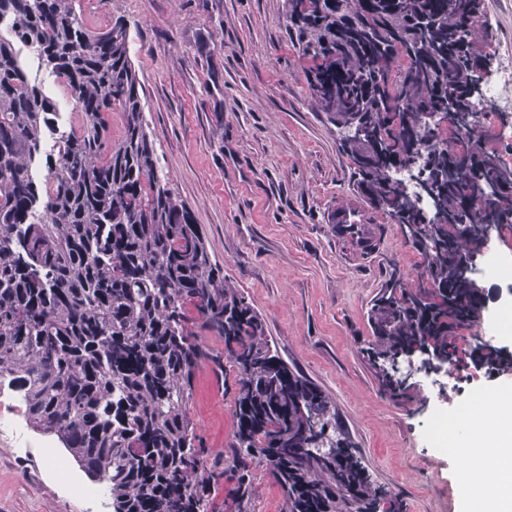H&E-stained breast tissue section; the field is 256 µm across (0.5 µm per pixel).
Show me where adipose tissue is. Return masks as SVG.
<instances>
[{
  "label": "adipose tissue",
  "mask_w": 512,
  "mask_h": 512,
  "mask_svg": "<svg viewBox=\"0 0 512 512\" xmlns=\"http://www.w3.org/2000/svg\"><path fill=\"white\" fill-rule=\"evenodd\" d=\"M463 512H512V388L480 400L466 435L454 436Z\"/></svg>",
  "instance_id": "1"
}]
</instances>
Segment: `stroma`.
<instances>
[{
    "mask_svg": "<svg viewBox=\"0 0 512 512\" xmlns=\"http://www.w3.org/2000/svg\"><path fill=\"white\" fill-rule=\"evenodd\" d=\"M81 12L94 25L127 27L157 169L283 360L334 400L375 480L407 512H461L457 458L429 447L424 429L468 386L440 395L421 386L402 405L359 352L391 271L416 277L423 258L379 212L370 214L371 248L337 235V207L364 198L335 126L310 101L285 0H82ZM481 22L483 49L498 58L512 46V0H485ZM24 410L0 386V512H112L111 496ZM233 412L232 383L201 368L190 416L206 448L228 447Z\"/></svg>",
    "mask_w": 512,
    "mask_h": 512,
    "instance_id": "obj_1",
    "label": "stroma"
}]
</instances>
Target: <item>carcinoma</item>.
I'll return each mask as SVG.
<instances>
[{
    "label": "carcinoma",
    "instance_id": "carcinoma-1",
    "mask_svg": "<svg viewBox=\"0 0 512 512\" xmlns=\"http://www.w3.org/2000/svg\"><path fill=\"white\" fill-rule=\"evenodd\" d=\"M482 12L483 0H286L311 102L339 131L364 126V137L340 138L357 187L424 258L415 286L391 272L361 348L398 401L413 394L387 361L417 345L444 352L476 323L485 291L460 257L486 248L477 225L512 224V168L483 133L440 138L442 125L477 113L490 63L478 44ZM5 17L0 378L32 427L106 483L113 512H214L221 481L233 484L235 512H251L257 466L279 486L283 512H385L387 503L403 512L372 479L332 398L288 366L262 316L224 281L190 208L157 172L124 24L90 27L80 0H0ZM20 44L69 90L77 130L57 132L56 104L29 78ZM38 163L41 182L30 175ZM412 168L431 182L428 213L388 180L387 170ZM461 224L473 231L462 235ZM482 347L469 346L472 363L512 372V353L485 361ZM226 362L236 430L213 452L189 406L200 368Z\"/></svg>",
    "mask_w": 512,
    "mask_h": 512
}]
</instances>
